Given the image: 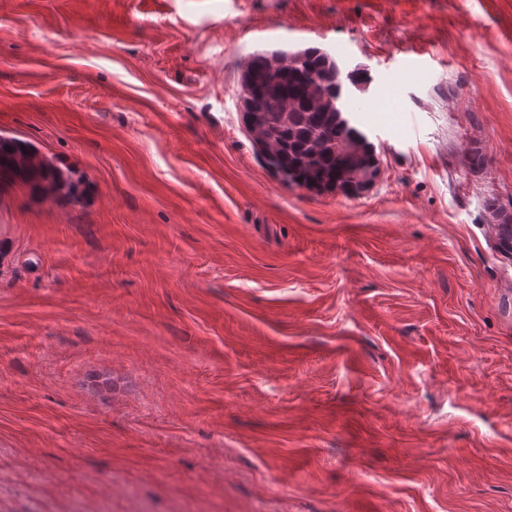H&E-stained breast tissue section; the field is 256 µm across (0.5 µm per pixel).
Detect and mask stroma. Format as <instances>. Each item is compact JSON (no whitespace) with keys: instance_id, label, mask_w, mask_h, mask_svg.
Returning a JSON list of instances; mask_svg holds the SVG:
<instances>
[{"instance_id":"35a3bbf8","label":"stroma","mask_w":512,"mask_h":512,"mask_svg":"<svg viewBox=\"0 0 512 512\" xmlns=\"http://www.w3.org/2000/svg\"><path fill=\"white\" fill-rule=\"evenodd\" d=\"M312 47L367 190L247 130ZM0 136V512H512V0H0ZM11 147V152H8ZM33 151L23 142L10 139L0 141V174L19 178L22 181L33 183L36 186H47L50 190H62L67 188L69 194L75 192V186L68 177L44 160H35L27 167H21L17 163L20 155Z\"/></svg>"}]
</instances>
